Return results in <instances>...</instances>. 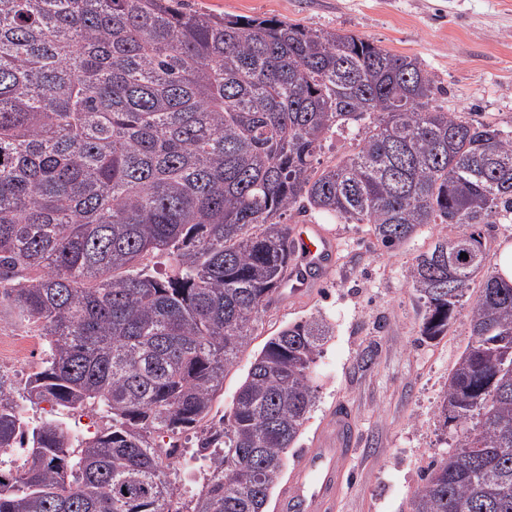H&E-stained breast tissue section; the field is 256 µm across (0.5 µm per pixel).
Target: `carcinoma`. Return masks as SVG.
I'll return each instance as SVG.
<instances>
[{
  "mask_svg": "<svg viewBox=\"0 0 512 512\" xmlns=\"http://www.w3.org/2000/svg\"><path fill=\"white\" fill-rule=\"evenodd\" d=\"M441 92L351 33L187 0H0V318L47 346L23 389L0 370V512H183L153 439L203 422L188 512H266L329 325L282 328L228 417L209 415L298 267L293 211L366 224L388 250L423 224L472 228L409 266L430 340L483 274L441 403L453 449L412 512H512V283L485 272L480 232L512 223V130L431 108ZM16 396L110 424L80 439Z\"/></svg>",
  "mask_w": 512,
  "mask_h": 512,
  "instance_id": "obj_1",
  "label": "carcinoma"
}]
</instances>
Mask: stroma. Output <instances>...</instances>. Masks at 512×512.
Masks as SVG:
<instances>
[{
    "instance_id": "obj_1",
    "label": "stroma",
    "mask_w": 512,
    "mask_h": 512,
    "mask_svg": "<svg viewBox=\"0 0 512 512\" xmlns=\"http://www.w3.org/2000/svg\"><path fill=\"white\" fill-rule=\"evenodd\" d=\"M193 9L277 18L313 29H334L369 39L423 64L445 91L434 104L448 112L476 111L512 130V0H189ZM290 226L315 224L337 251L317 280L284 294L261 312L248 346L226 373L210 413L219 420L255 356L289 323L324 317L333 334L313 378L316 404L287 458L313 447L337 404L355 421L360 448L337 512H410L424 468L447 457L453 443L440 405L469 337V308L461 306L445 336L420 334L424 306L410 286L412 259L438 238L467 232L464 224H425L393 251L379 247L364 224H343L317 212L286 214ZM197 432L177 439L189 456L169 475L190 502L203 487L196 460Z\"/></svg>"
}]
</instances>
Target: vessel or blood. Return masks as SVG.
I'll return each instance as SVG.
<instances>
[{"instance_id":"b4317fda","label":"vessel or blood","mask_w":512,"mask_h":512,"mask_svg":"<svg viewBox=\"0 0 512 512\" xmlns=\"http://www.w3.org/2000/svg\"><path fill=\"white\" fill-rule=\"evenodd\" d=\"M330 245V239L309 224L292 233L293 249L312 265L322 264ZM357 454L352 416L337 408L331 428L298 458L277 512H332Z\"/></svg>"}]
</instances>
